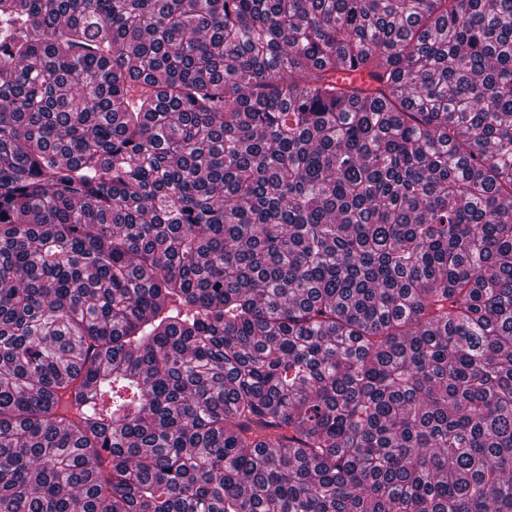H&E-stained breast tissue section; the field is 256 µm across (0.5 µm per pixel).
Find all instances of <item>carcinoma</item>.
<instances>
[{"instance_id":"obj_1","label":"carcinoma","mask_w":512,"mask_h":512,"mask_svg":"<svg viewBox=\"0 0 512 512\" xmlns=\"http://www.w3.org/2000/svg\"><path fill=\"white\" fill-rule=\"evenodd\" d=\"M0 512H512V0H0Z\"/></svg>"}]
</instances>
